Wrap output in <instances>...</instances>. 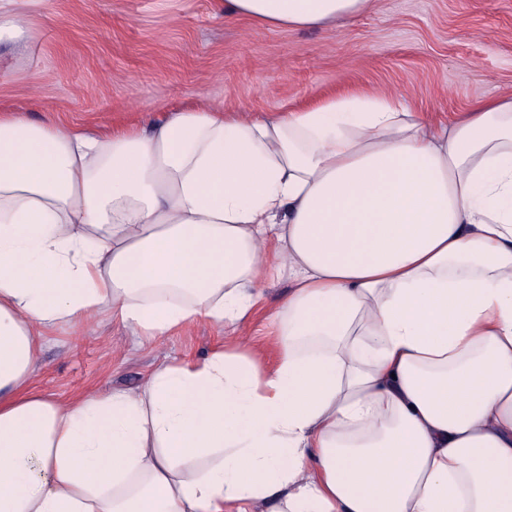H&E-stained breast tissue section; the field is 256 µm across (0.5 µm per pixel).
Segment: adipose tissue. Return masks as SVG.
Wrapping results in <instances>:
<instances>
[{
    "label": "adipose tissue",
    "mask_w": 512,
    "mask_h": 512,
    "mask_svg": "<svg viewBox=\"0 0 512 512\" xmlns=\"http://www.w3.org/2000/svg\"><path fill=\"white\" fill-rule=\"evenodd\" d=\"M372 0H224L320 28ZM291 289L278 347L134 391L32 386L43 336L159 339ZM512 512V97L431 123L402 95L106 136L0 114V512Z\"/></svg>",
    "instance_id": "obj_1"
}]
</instances>
